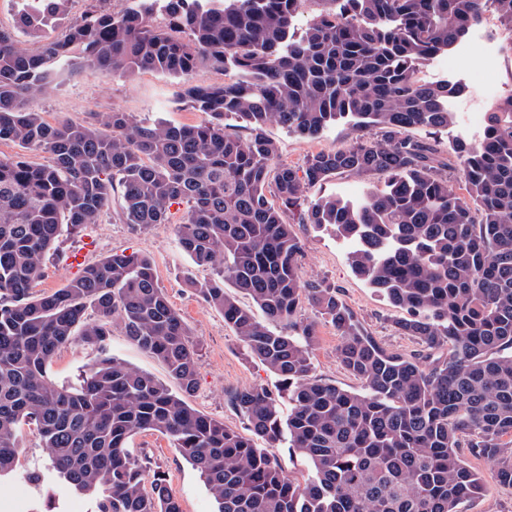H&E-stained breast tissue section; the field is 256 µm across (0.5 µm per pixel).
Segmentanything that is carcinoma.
I'll use <instances>...</instances> for the list:
<instances>
[{
  "label": "carcinoma",
  "mask_w": 512,
  "mask_h": 512,
  "mask_svg": "<svg viewBox=\"0 0 512 512\" xmlns=\"http://www.w3.org/2000/svg\"><path fill=\"white\" fill-rule=\"evenodd\" d=\"M15 2L16 31L0 27V142L50 162L0 159V479L14 472L17 429L29 422L55 479L93 498L96 512H182L161 476L145 492L128 448L139 431L173 440L216 512H457L485 492L461 448L495 460L499 483L512 486V353H501L512 349V95L492 108L479 141L459 136L446 154L402 135L454 123L448 101L466 87L424 83L418 67L490 9L512 32V0H124L119 9L87 0L74 17L72 0ZM306 6L314 15L297 37ZM52 64L180 78L202 118L141 126L115 109L51 124L29 101ZM202 66L231 76L191 82ZM228 116L250 135L227 134ZM340 120L377 136L312 154L299 171L277 162L267 125L315 138ZM453 169L464 195L448 185ZM342 173L382 174L386 188L356 205L305 202L306 186ZM114 196L126 224H167L173 206H186L178 244L216 271L188 286L283 384L281 395L259 385L231 396L249 433L184 399L198 385V354L149 257L115 253L32 293L62 233L99 223ZM295 224L349 242L353 271L406 311L396 327L424 352L386 349L336 289L303 282ZM306 301L336 328L340 362L362 390L313 375L314 326L298 320ZM114 317L180 393L111 354ZM76 340L95 360L78 385L60 386L50 363ZM285 439L308 464L302 483L271 452Z\"/></svg>",
  "instance_id": "1"
}]
</instances>
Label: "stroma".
<instances>
[{
  "instance_id": "stroma-1",
  "label": "stroma",
  "mask_w": 512,
  "mask_h": 512,
  "mask_svg": "<svg viewBox=\"0 0 512 512\" xmlns=\"http://www.w3.org/2000/svg\"><path fill=\"white\" fill-rule=\"evenodd\" d=\"M508 35L511 34L500 25L496 14L487 12L483 28L471 31L467 37L465 54L453 50L447 56L423 63L417 76L427 83L453 81L471 85L473 75L486 67V52L492 49L498 54V96L507 97L512 94V43L508 42ZM52 71L46 93L30 103L31 109L40 112L49 122L87 120L93 114L115 109L130 113L144 125L159 121L173 125L192 124L201 118L199 112L182 100V80L154 71H142L130 79L94 67L72 69L56 65ZM492 104V99H485L470 121H455L438 134L414 129L410 135L423 140L437 137L445 148L459 135L479 139ZM267 133L277 145L279 162L295 169L301 168L311 154L335 152L352 144L357 137L356 129L346 122L327 128L315 139L288 132L277 125L268 126ZM385 183L386 178L382 175L364 179L340 174L307 186L305 196L310 202L331 197L357 202L369 192L382 190ZM118 211V206H111L99 223L64 233L57 254L46 261L42 276L34 284V294L53 291L75 278L81 264H74L73 256H81V263L122 252L135 251L148 256L153 262L159 287L183 317L198 351V387L189 399L190 404L206 415L223 420L226 426L244 431L246 424L231 406L230 395L255 385L277 389V376L258 360L245 356L233 328L225 324L223 315L208 306L187 285V277L205 280L211 278L212 271L193 264L179 247L175 225L140 227L126 224ZM294 230L303 246L299 270L303 282L336 289L371 336L387 348L405 355L419 351L416 340L401 335L394 327L395 320L403 317V310L392 306L352 270L348 260L350 244L332 232L316 229L310 224L295 225ZM299 317L315 326L317 339L310 353L314 375L348 390H360V381L338 358L342 339L336 329L308 304L302 306ZM111 352L157 380L168 382L164 364L130 342L117 320L112 323ZM94 357V352L82 343L65 345L54 357L50 372L58 383L77 384ZM17 435L21 448L18 474L0 484V512H45L49 507L54 512H94L90 499L71 494L54 480H47L38 488L28 484L26 473L48 469L49 462L34 426L20 425ZM130 446L136 460L145 467L147 476L158 473L165 476L182 512H215L216 503L203 478L183 458L170 437L154 431H140L132 436ZM468 463L482 475L486 492L476 501L462 503L459 512H512V487L497 483L495 461L472 456Z\"/></svg>"
}]
</instances>
